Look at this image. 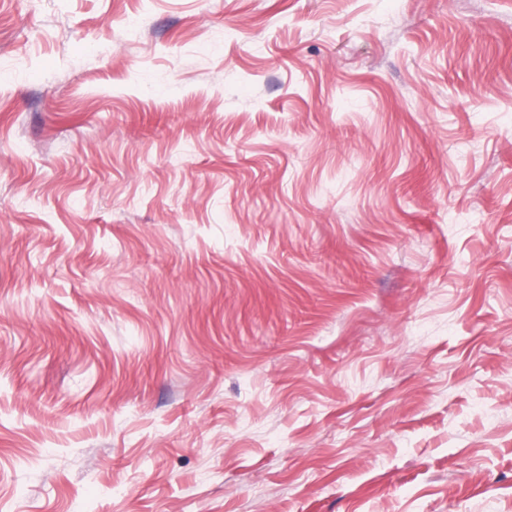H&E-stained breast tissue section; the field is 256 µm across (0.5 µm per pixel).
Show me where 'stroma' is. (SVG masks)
<instances>
[{
    "label": "stroma",
    "mask_w": 512,
    "mask_h": 512,
    "mask_svg": "<svg viewBox=\"0 0 512 512\" xmlns=\"http://www.w3.org/2000/svg\"><path fill=\"white\" fill-rule=\"evenodd\" d=\"M0 512H512V0H0Z\"/></svg>",
    "instance_id": "stroma-1"
}]
</instances>
